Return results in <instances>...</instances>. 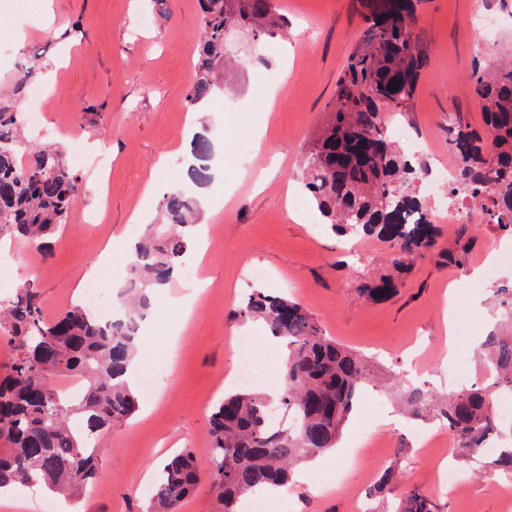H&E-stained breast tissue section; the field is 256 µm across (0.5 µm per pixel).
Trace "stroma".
<instances>
[{
    "label": "stroma",
    "mask_w": 512,
    "mask_h": 512,
    "mask_svg": "<svg viewBox=\"0 0 512 512\" xmlns=\"http://www.w3.org/2000/svg\"><path fill=\"white\" fill-rule=\"evenodd\" d=\"M50 32L33 21L41 0H0V43L11 48V61L0 65V90L11 91L22 67L39 68L16 99L19 110L42 105L43 129L36 143L63 148L67 164L82 178L66 224L48 239L47 249L20 239L0 240V251L15 255L14 287L38 288L43 314L53 319L80 300L89 280L105 287L124 282L129 256L123 247L133 229H144L157 215L161 193H147L150 179L162 191L187 188L211 196L214 217H200L208 229L209 249L199 267L205 283L218 289L200 298L189 326L171 310L184 293L174 281L155 299L142 322L145 370L159 376L129 420L112 426L99 450L102 484L73 500L39 491L51 512H144L149 501L139 479L152 477L159 460L172 452L194 450L208 464V416L224 394L235 391L229 375L237 362L234 339L258 338L260 375L250 390L264 392L282 384V346H271L259 322L242 323L232 311L254 287L251 267L263 268L270 291L293 297L315 318L325 335L364 355L375 375L357 412L346 422L340 445L321 457L324 469H336L349 457L355 424L368 420L373 400L386 397V408L403 412L394 393L413 386L447 393L490 385L487 368L468 345V365L445 357V306L449 288L462 296L483 294V310L465 303L454 312L461 336H482L486 318L496 317L492 289L512 286V238L488 221L437 223V246L430 254L406 255L392 263L393 250L377 236L359 240V253L346 251L344 236L315 222L295 219L285 206L287 193H299L303 153L325 118L339 74L362 31L361 0H278L288 18L287 32L265 37L255 56L248 32L232 31L228 55L236 69L224 89L223 110H193L186 92L194 76L192 47L200 31L198 0H165L153 9L149 0H53ZM475 0H413L419 42L430 57L407 111L391 123L393 141L423 166L414 193L431 201L433 181L455 158L448 147L449 109L463 112L469 125L482 127L484 116L472 94L476 38L464 21ZM215 147L224 150V183H191L185 144L189 112ZM237 116L234 134L252 137L249 169H242L232 149L224 148V115ZM102 153L112 163L105 223L92 225L98 209L96 182L85 157ZM470 241L469 251L460 244ZM501 258L482 281L474 269L486 266L491 248ZM391 278L396 288L370 298L365 288ZM432 418L405 417L402 428L384 433L371 467L399 469L400 477L381 496L396 500L413 487L429 492L437 471L463 469L455 445L432 456L418 455L414 430L430 431ZM471 497L451 501V512H504L501 495L486 474H470ZM273 512H352L341 493L316 490V475L290 481Z\"/></svg>",
    "instance_id": "1"
}]
</instances>
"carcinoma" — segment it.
<instances>
[{
    "mask_svg": "<svg viewBox=\"0 0 512 512\" xmlns=\"http://www.w3.org/2000/svg\"><path fill=\"white\" fill-rule=\"evenodd\" d=\"M199 62L187 99L195 106L215 96L224 78L226 32L244 29L259 36L287 26L276 0H198ZM363 36L349 56L327 105V118L304 155L301 180L324 223L353 236L376 234L396 248L395 264L411 253L435 248V226L425 204L410 191L417 170L395 150L384 128L385 110L404 112L429 63L411 27L407 0H364ZM398 82L400 102L389 104L383 90ZM473 95L484 128H472L453 113L448 138L455 157L449 195H463L486 209L512 237V53L493 66L476 68ZM21 113L0 100V237H20L41 246L67 222L79 194V176L57 148L34 150L22 137ZM213 142L194 140L195 159H208ZM197 199L181 189L159 202L160 223L135 249L123 285L125 322L98 318L81 303L52 320L42 312L40 294L21 288L0 305V340L11 358L0 364V490L17 483L44 484L60 493L93 489L97 448L119 421L130 419L138 400L123 375L140 345L136 323L153 306L152 292L170 281L190 245ZM502 321L512 322V289H497ZM241 322L261 318L271 335L288 342V363L280 404L294 418L291 428H271L267 399L246 391L224 397L209 416L210 458L206 472L194 452L182 449L166 462L144 512H179L197 485L208 480L216 512H238L241 498L284 488L299 458L336 447L343 424L357 405L370 373L355 351L324 335L302 305L255 289L233 310ZM483 347L494 387L512 394V334L498 329ZM66 376L81 385H54ZM406 403L415 415L440 411L445 424L476 464L486 439L501 431L491 392L462 388L445 403L412 389ZM495 469L512 473V448L490 456ZM428 492L414 490L390 512H440Z\"/></svg>",
    "mask_w": 512,
    "mask_h": 512,
    "instance_id": "obj_1",
    "label": "carcinoma"
}]
</instances>
